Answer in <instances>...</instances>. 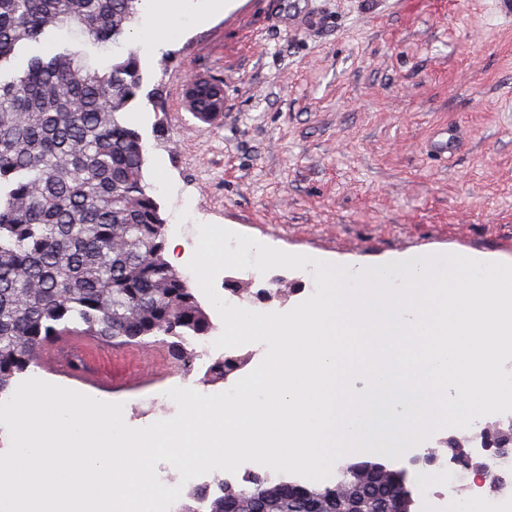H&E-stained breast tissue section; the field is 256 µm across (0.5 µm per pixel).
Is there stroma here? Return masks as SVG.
<instances>
[{
    "label": "stroma",
    "instance_id": "35a3bbf8",
    "mask_svg": "<svg viewBox=\"0 0 512 512\" xmlns=\"http://www.w3.org/2000/svg\"><path fill=\"white\" fill-rule=\"evenodd\" d=\"M290 2L236 0L206 21L156 27L157 49L140 55L144 178L180 242L173 265L187 272L203 224L353 268L434 253L512 264V24L492 0H311L312 30L289 27ZM192 75L223 79V120L186 110ZM442 124L461 130L445 160L425 148ZM216 289L286 312L316 287L308 269L250 268L223 270ZM30 374L123 403L134 428L167 419L156 398L182 382L169 357L119 384ZM463 435L440 430L392 460L415 512L434 472L417 457Z\"/></svg>",
    "mask_w": 512,
    "mask_h": 512
}]
</instances>
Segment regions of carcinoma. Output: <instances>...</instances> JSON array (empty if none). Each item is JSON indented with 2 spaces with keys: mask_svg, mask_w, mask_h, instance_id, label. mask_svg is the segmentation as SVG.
Wrapping results in <instances>:
<instances>
[{
  "mask_svg": "<svg viewBox=\"0 0 512 512\" xmlns=\"http://www.w3.org/2000/svg\"><path fill=\"white\" fill-rule=\"evenodd\" d=\"M143 0H0V396L56 336L122 348L161 340L174 363L214 325L165 258L167 226L145 182L146 146L130 119L142 90L128 33ZM66 30L72 42L19 53ZM112 46L101 66L91 49ZM241 359L221 357L212 380ZM334 485L255 475L197 489L180 512H412L406 476L345 462Z\"/></svg>",
  "mask_w": 512,
  "mask_h": 512,
  "instance_id": "1",
  "label": "carcinoma"
}]
</instances>
